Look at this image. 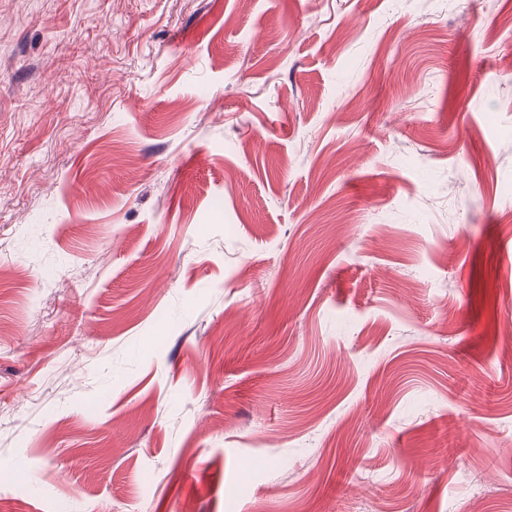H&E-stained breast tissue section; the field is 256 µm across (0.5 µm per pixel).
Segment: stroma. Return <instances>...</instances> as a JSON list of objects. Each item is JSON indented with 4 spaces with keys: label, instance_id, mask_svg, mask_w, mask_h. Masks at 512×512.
<instances>
[{
    "label": "stroma",
    "instance_id": "1",
    "mask_svg": "<svg viewBox=\"0 0 512 512\" xmlns=\"http://www.w3.org/2000/svg\"><path fill=\"white\" fill-rule=\"evenodd\" d=\"M511 62L512 0H0V512H512Z\"/></svg>",
    "mask_w": 512,
    "mask_h": 512
}]
</instances>
